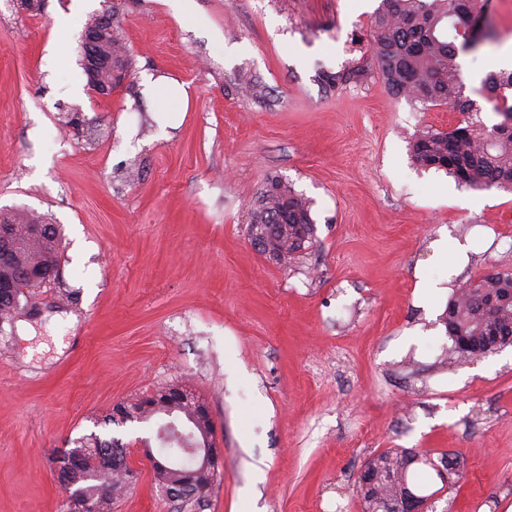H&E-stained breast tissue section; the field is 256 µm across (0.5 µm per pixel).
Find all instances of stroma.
Returning a JSON list of instances; mask_svg holds the SVG:
<instances>
[{"label": "stroma", "instance_id": "1", "mask_svg": "<svg viewBox=\"0 0 512 512\" xmlns=\"http://www.w3.org/2000/svg\"><path fill=\"white\" fill-rule=\"evenodd\" d=\"M112 1L132 71L101 97L79 37L105 0H0V212L63 235L39 313L0 324V512H63L51 460L93 432L138 474L112 512H361L360 468L390 448L463 459L446 489L422 470L433 512H512V346L451 363L441 320L458 288L512 272V193L414 165L410 136L465 116L384 85L381 0ZM489 19L496 41L460 64L490 126L512 0ZM153 78L188 84L187 104L146 98ZM272 175L313 202L291 266L248 236ZM173 383L223 452L202 510L156 488V427L101 423Z\"/></svg>", "mask_w": 512, "mask_h": 512}]
</instances>
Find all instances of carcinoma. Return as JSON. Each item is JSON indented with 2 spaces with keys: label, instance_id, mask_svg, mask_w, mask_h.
Returning a JSON list of instances; mask_svg holds the SVG:
<instances>
[{
  "label": "carcinoma",
  "instance_id": "carcinoma-1",
  "mask_svg": "<svg viewBox=\"0 0 512 512\" xmlns=\"http://www.w3.org/2000/svg\"><path fill=\"white\" fill-rule=\"evenodd\" d=\"M489 0H381L371 21L374 55L379 74L397 96L443 106L450 112L478 114L476 102L464 94L458 62L460 49L477 50L490 36L486 7ZM106 33L99 54L112 57L124 72L131 71L129 51L117 26L96 15L83 29ZM488 95L498 101L501 120L487 127L469 118L448 130L423 129L409 141L412 159L426 169L443 171L458 184L472 189L512 190V71H491L484 80ZM279 226L269 258L288 264L313 243L315 224L311 203L286 180L270 176L255 202L249 237L256 244L265 238L268 225ZM18 243L10 262L0 264V317L9 320L30 307L28 296L57 279L60 262L61 228L47 217L30 211L0 212V230ZM21 269H30L33 279L13 287ZM442 321L453 342V352L478 359L512 345V273L490 271L458 289L448 300ZM181 385L172 384L152 396L125 404V417L108 414L106 424L128 421L143 423L164 416L172 427L164 428L169 438L161 441L164 456L177 457L191 465L190 449L198 447L209 431V422L197 417L196 408L179 401ZM96 449L74 475L73 490L97 502L100 512H112V499L125 486L126 476L116 471L112 449L122 447L115 438L95 433L83 437ZM443 466L448 485L463 478L457 457L447 452L433 458L405 448H389L369 458L357 478L362 512H404L405 492L416 480L419 466ZM155 481L193 495L191 504L203 508L207 478L184 487L185 469L158 472Z\"/></svg>",
  "mask_w": 512,
  "mask_h": 512
}]
</instances>
